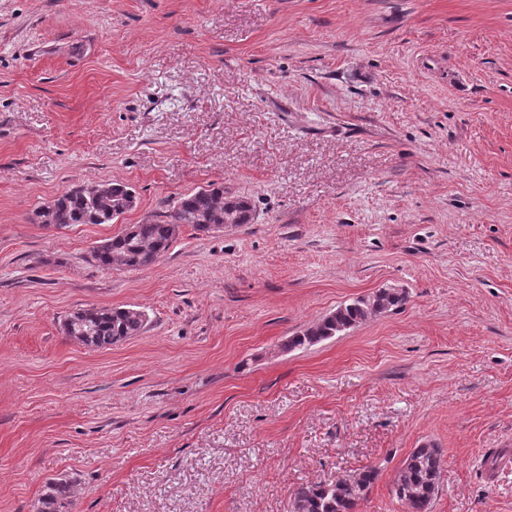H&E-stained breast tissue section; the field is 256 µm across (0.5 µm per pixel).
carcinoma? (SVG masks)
I'll use <instances>...</instances> for the list:
<instances>
[{
    "instance_id": "1",
    "label": "carcinoma",
    "mask_w": 512,
    "mask_h": 512,
    "mask_svg": "<svg viewBox=\"0 0 512 512\" xmlns=\"http://www.w3.org/2000/svg\"><path fill=\"white\" fill-rule=\"evenodd\" d=\"M128 187L104 183L69 190L33 211V222L43 227L66 228L73 224H110L116 198ZM235 213L239 223L251 221V206L240 198L224 196V187L211 184L182 196L170 219L162 223L133 224L122 233L106 239L90 251V262L101 268L138 270L152 265L172 245L180 227L189 225L199 233H212L224 224V215ZM407 295L393 289H379L336 308L318 323L294 334L282 345L285 351L316 344L343 333L368 316L404 304ZM145 327V314L134 308H83V313L65 329L67 336L95 349H110ZM443 469L442 450L423 444L408 455L399 469L392 494L411 512H428L439 492ZM378 477V470L367 467L338 477L329 483L301 484L293 492L291 512H357ZM69 486L60 479L53 484V494L39 512H64L69 502Z\"/></svg>"
}]
</instances>
